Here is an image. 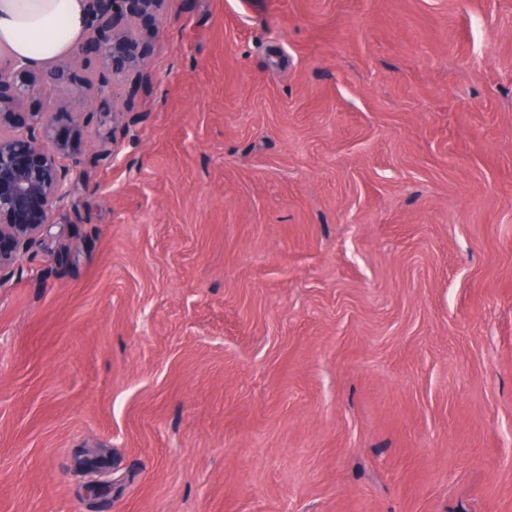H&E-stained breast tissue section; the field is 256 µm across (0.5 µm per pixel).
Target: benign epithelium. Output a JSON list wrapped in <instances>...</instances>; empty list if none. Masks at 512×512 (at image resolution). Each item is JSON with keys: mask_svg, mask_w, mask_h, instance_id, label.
<instances>
[{"mask_svg": "<svg viewBox=\"0 0 512 512\" xmlns=\"http://www.w3.org/2000/svg\"><path fill=\"white\" fill-rule=\"evenodd\" d=\"M165 0H88L91 24L87 39L97 48L102 63L123 48L128 37L116 30L114 14L129 9L134 14ZM75 47L61 57L56 70L36 73L20 62L0 65V270L13 264L37 237L43 235L71 194L69 172L59 161L60 148L50 134V121L42 113L30 121L6 127L1 123L10 109L36 92L51 89L81 59ZM107 470H93L84 484L85 497L104 500L112 483Z\"/></svg>", "mask_w": 512, "mask_h": 512, "instance_id": "1", "label": "benign epithelium"}]
</instances>
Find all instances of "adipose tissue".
Masks as SVG:
<instances>
[{
	"instance_id": "1",
	"label": "adipose tissue",
	"mask_w": 512,
	"mask_h": 512,
	"mask_svg": "<svg viewBox=\"0 0 512 512\" xmlns=\"http://www.w3.org/2000/svg\"><path fill=\"white\" fill-rule=\"evenodd\" d=\"M85 0H0V57L47 67L90 26Z\"/></svg>"
}]
</instances>
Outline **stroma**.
Returning <instances> with one entry per match:
<instances>
[{"mask_svg":"<svg viewBox=\"0 0 512 512\" xmlns=\"http://www.w3.org/2000/svg\"><path fill=\"white\" fill-rule=\"evenodd\" d=\"M134 31L17 106L75 181L0 270V512H512V0ZM101 469V468H100ZM89 471L91 479L84 484V495L92 503L104 500L112 492V483L104 479L106 469Z\"/></svg>","mask_w":512,"mask_h":512,"instance_id":"stroma-1","label":"stroma"}]
</instances>
